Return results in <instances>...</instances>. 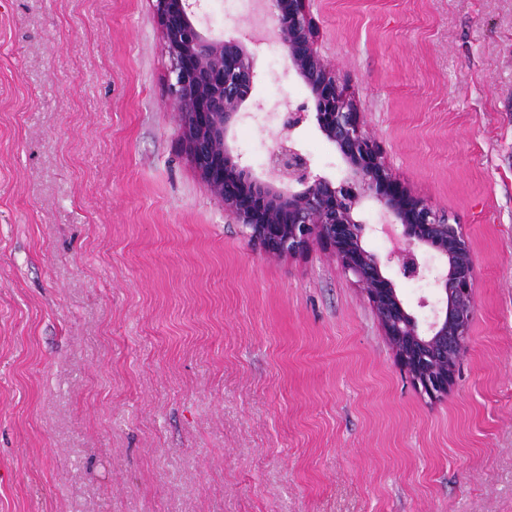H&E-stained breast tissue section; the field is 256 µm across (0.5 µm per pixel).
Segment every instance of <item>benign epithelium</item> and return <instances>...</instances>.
I'll list each match as a JSON object with an SVG mask.
<instances>
[{
  "instance_id": "1",
  "label": "benign epithelium",
  "mask_w": 512,
  "mask_h": 512,
  "mask_svg": "<svg viewBox=\"0 0 512 512\" xmlns=\"http://www.w3.org/2000/svg\"><path fill=\"white\" fill-rule=\"evenodd\" d=\"M170 57L168 85L180 105V135L186 151L224 214L245 229L250 244L265 253L293 256L319 240L341 242L342 268L353 275L371 303L402 369L425 393H448L469 341L476 275L462 228L394 182L376 142L366 132L356 102L336 82L316 48L309 0H261L273 21L274 39L288 68L306 86L309 100L280 116V131L260 174L244 166L231 144L254 82V54L241 40L199 26V0H152ZM345 164L339 182L315 173L297 147L294 132L309 118ZM379 208L380 222L361 214ZM382 233L393 241L381 257L365 239ZM396 265L407 280L434 277L443 307L419 320L384 270Z\"/></svg>"
}]
</instances>
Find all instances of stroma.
I'll return each instance as SVG.
<instances>
[{"label":"stroma","mask_w":512,"mask_h":512,"mask_svg":"<svg viewBox=\"0 0 512 512\" xmlns=\"http://www.w3.org/2000/svg\"><path fill=\"white\" fill-rule=\"evenodd\" d=\"M399 187L477 275L446 396L334 247L253 251L191 163L151 0H0V512H512V0H310ZM238 39L250 0H200ZM233 131L309 96L274 41ZM316 172L336 148L295 133ZM411 311L441 290L388 269ZM428 307H419L420 299Z\"/></svg>","instance_id":"stroma-1"}]
</instances>
